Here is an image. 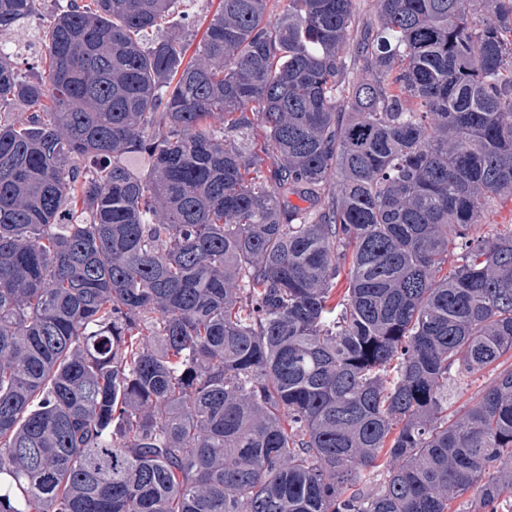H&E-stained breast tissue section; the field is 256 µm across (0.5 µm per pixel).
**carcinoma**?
<instances>
[{"label":"carcinoma","instance_id":"obj_1","mask_svg":"<svg viewBox=\"0 0 512 512\" xmlns=\"http://www.w3.org/2000/svg\"><path fill=\"white\" fill-rule=\"evenodd\" d=\"M278 2L0 42V512H512V0ZM183 2V3H182ZM169 17L166 27L169 32L178 34L192 43L190 55L199 43L206 27V17L213 14L218 6L217 0H183Z\"/></svg>","mask_w":512,"mask_h":512}]
</instances>
